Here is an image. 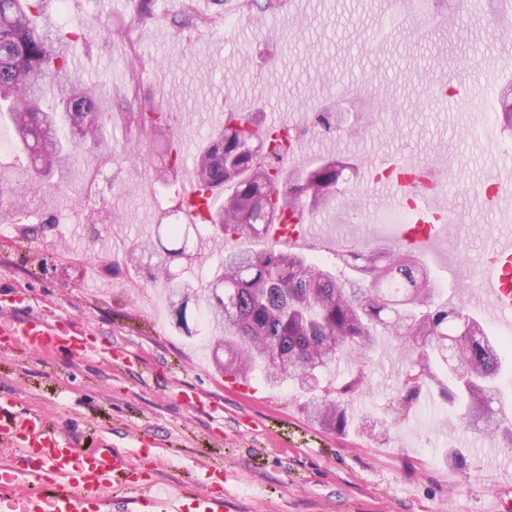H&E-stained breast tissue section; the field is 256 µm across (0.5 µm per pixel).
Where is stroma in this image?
Masks as SVG:
<instances>
[{
	"mask_svg": "<svg viewBox=\"0 0 512 512\" xmlns=\"http://www.w3.org/2000/svg\"><path fill=\"white\" fill-rule=\"evenodd\" d=\"M50 21L83 32L77 63L87 86L109 89L111 114L153 103L174 118L162 135L108 128L100 146L78 151L63 179L40 183L17 148L0 155V187L27 195L26 213L0 205V314L65 317L129 358L110 367L64 352L30 353L24 343L0 351V400L41 410L77 432L103 431L112 447L135 453L152 435L161 457L150 476L186 479L183 465H214L228 476L229 512H484L512 453L503 442L460 427L448 414L444 384L423 388L404 419L394 406L408 357L400 339L382 337L366 357V381L350 401L352 423L328 431L305 412V394L269 386L261 373L227 384L213 359V332L198 318L224 256L209 224L191 230L188 256L159 231L182 221L173 187L155 175L180 150L179 176L209 133L249 97L259 118L270 110L307 122L342 106L343 126L311 128L295 139L284 167L336 159L347 166L342 194L311 216L319 235L302 255L335 267L343 249L397 252L382 216L397 200L372 191L363 171L403 154L439 164L448 175L455 221L421 258L436 301L454 299L470 313L483 305L481 272L504 228L502 211L483 204L496 176H512V136L487 124L498 94L512 83V23L498 22L488 0H422L414 20L392 23L395 0H282L277 10L198 0H154L155 19L137 23V6L114 0H46ZM112 173L98 189L96 170ZM75 213L77 221L22 238L26 214L39 221ZM146 243V252L132 253ZM171 250V281L152 279L159 248ZM188 287L187 326L168 299ZM197 389L220 403L222 418L187 407L178 392ZM463 449L449 460L448 451Z\"/></svg>",
	"mask_w": 512,
	"mask_h": 512,
	"instance_id": "stroma-1",
	"label": "stroma"
}]
</instances>
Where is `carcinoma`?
<instances>
[{
    "label": "carcinoma",
    "instance_id": "1",
    "mask_svg": "<svg viewBox=\"0 0 512 512\" xmlns=\"http://www.w3.org/2000/svg\"><path fill=\"white\" fill-rule=\"evenodd\" d=\"M44 0H0V112L8 110L17 146L36 173L63 174L77 149L100 145L105 120L97 94L70 68L65 46L72 31L42 19ZM172 115L159 109L129 113L130 123L163 131ZM285 150L264 132L252 112L227 113L224 129L194 158L196 178L210 193L208 223L224 238L261 235L267 211L313 214L341 193L345 164L329 160L288 174L281 189ZM337 273L303 255L271 246L262 251L231 247L224 271L207 289L202 321L224 332V375L248 380L259 370L272 384L293 383L308 394L309 417L326 427L348 423V405L365 381L363 365L336 384H321L342 358L366 357L378 329L406 338L409 362L399 406L439 381L448 366L453 387L448 405L460 424L483 421L512 447V427L498 418L504 343L490 336L465 307L448 298L434 301L428 271L412 254L396 258L381 250L354 248ZM367 273L371 286L351 276Z\"/></svg>",
    "mask_w": 512,
    "mask_h": 512
}]
</instances>
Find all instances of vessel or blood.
I'll return each instance as SVG.
<instances>
[{"instance_id":"obj_1","label":"vessel or blood","mask_w":512,"mask_h":512,"mask_svg":"<svg viewBox=\"0 0 512 512\" xmlns=\"http://www.w3.org/2000/svg\"><path fill=\"white\" fill-rule=\"evenodd\" d=\"M389 171L388 185L397 187L415 200L413 215L401 231V239L413 252L425 250L444 223L448 209L439 200L446 185L436 170L425 176L410 175V160L392 156L384 160ZM186 222L197 221L202 207V188L193 178L183 179L180 187ZM264 236L273 242L285 241L299 247L312 238L313 225L290 217L279 224H269ZM489 277L485 290L490 312L497 317L512 316V231L504 234L487 264ZM23 341L29 351L41 354L63 350L72 356L97 357L112 365L121 360L119 351L99 346L89 333L72 327L69 319L48 321L37 316L12 318L0 323V349H10ZM0 440L13 444L17 455L11 463L0 466V503L9 512H84L93 506L103 512L105 492L115 494L134 490L136 505L143 512H183L184 500H193L195 512H222L228 501L215 494L214 485L223 483V471L207 468L204 476H189L171 490L155 489L152 480L130 462L127 452L101 445H78L70 433L52 426L37 412H19L12 401H0ZM32 479L24 495H16L19 476Z\"/></svg>"}]
</instances>
